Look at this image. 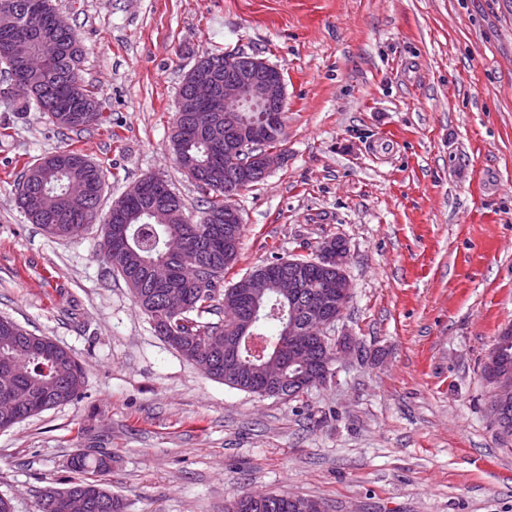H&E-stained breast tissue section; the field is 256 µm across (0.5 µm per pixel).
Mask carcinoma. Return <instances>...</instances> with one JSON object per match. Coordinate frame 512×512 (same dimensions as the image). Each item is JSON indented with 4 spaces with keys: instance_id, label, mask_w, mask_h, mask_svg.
<instances>
[{
    "instance_id": "obj_1",
    "label": "carcinoma",
    "mask_w": 512,
    "mask_h": 512,
    "mask_svg": "<svg viewBox=\"0 0 512 512\" xmlns=\"http://www.w3.org/2000/svg\"><path fill=\"white\" fill-rule=\"evenodd\" d=\"M22 9L14 16L0 17V69L7 81L18 79L13 93L24 105H34L44 112L47 103L65 105L84 112L88 104L98 101L79 76L82 47L75 32L69 40L76 44L72 54L57 59L46 56L33 48L22 65L14 62L7 53V35L17 29L41 26L55 13L52 0H19ZM45 68L56 71V80L44 87L38 82L39 73ZM53 124L62 130H74L99 124L102 112L93 111L83 122L73 125L56 120L48 113ZM224 125L222 112H185L177 109L173 135V152L179 167L203 190L211 182L224 183V149H215L209 135L214 119ZM79 152L68 149L37 159L39 167L32 170L27 165L23 174L33 173L42 183L35 191L19 192V204L28 220L39 224L50 235L60 239L81 236L87 225L102 224L101 249L105 259L111 252L119 251L117 273L125 280L149 319L154 331L185 360L197 365L207 376L224 380V339L240 335L251 322L256 334L267 338V349L277 352L285 362V369L278 384L261 389L263 378L259 363L248 350L236 344L233 367L239 388L259 396H294L306 393L303 385L320 375V363L311 357L297 359L283 337L284 327H300L310 303L311 289H303L296 304V315L290 314V302L275 290L276 278L283 272L274 260L267 264L270 283L267 288H244L242 281L223 288L224 269L233 265L240 241L228 238L224 225L206 223V216L224 211V191L213 192L207 201L203 217L197 223L184 216L182 199L171 193L164 211V223L157 224L153 216L154 203L147 195L131 188L127 195L130 204L120 217L101 213L102 196L98 188L104 186L97 164L84 159L71 161ZM82 179L94 193L84 206L65 198L70 180ZM164 262L170 268L166 285L155 283L150 271ZM176 293L187 299L188 309L182 315L168 312L165 302L168 294ZM224 311V320L212 323L201 321L214 307ZM495 372L512 374V338L501 336L494 350ZM84 376L79 366L70 363V355L48 336H38L7 318L0 321V429L43 412L35 406L37 401L53 408L70 403L82 395ZM112 456L108 453L74 455L70 462L72 477L67 489L84 490L94 499L108 502L105 512H125V504L112 494L100 477L111 470ZM268 496L243 492L224 505V512H308L305 504L312 499L300 497L291 501L279 495L269 508L258 503Z\"/></svg>"
}]
</instances>
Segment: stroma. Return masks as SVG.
I'll list each match as a JSON object with an SVG mask.
<instances>
[{
    "label": "stroma",
    "instance_id": "stroma-1",
    "mask_svg": "<svg viewBox=\"0 0 512 512\" xmlns=\"http://www.w3.org/2000/svg\"><path fill=\"white\" fill-rule=\"evenodd\" d=\"M82 41L104 119L61 130L0 81V316L82 364L81 399L0 430V495L36 512L79 453L112 455L125 512H224L237 493L326 512H512V437L483 366L512 325V0H53ZM285 74L280 163L236 200L225 284L342 238L355 348L296 400L207 378L155 333L101 251L17 204L25 164L72 148L103 207L166 179L206 196L169 148L178 91L204 54Z\"/></svg>",
    "mask_w": 512,
    "mask_h": 512
}]
</instances>
